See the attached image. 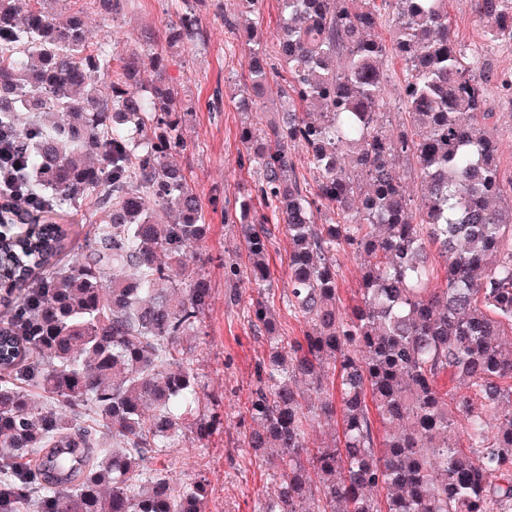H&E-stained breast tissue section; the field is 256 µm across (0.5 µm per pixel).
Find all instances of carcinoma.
<instances>
[{
	"label": "carcinoma",
	"mask_w": 512,
	"mask_h": 512,
	"mask_svg": "<svg viewBox=\"0 0 512 512\" xmlns=\"http://www.w3.org/2000/svg\"><path fill=\"white\" fill-rule=\"evenodd\" d=\"M47 1L62 2L0 0V132L19 154L16 184L43 200L0 196V301L12 307L0 327V512H206L205 481L176 484L162 462L188 439L205 449L220 422L197 412L203 375L183 346L203 334L211 293L202 269L188 274L208 225L175 161L188 148L178 92L140 82L141 67H162L153 35L134 50L92 45L79 13L61 23ZM474 2L486 40L512 46V0ZM278 4L288 106L243 134L239 167L258 179L224 210L248 257L224 260V278L254 285L249 318L269 351L243 442L274 460L258 512H512V174L485 96L492 81L512 95V83L454 43L448 0ZM177 17L169 45L204 39L194 13ZM389 46L408 71L411 124L398 133ZM250 51L243 93L260 97L267 61ZM104 77L108 98L96 93ZM299 150L314 192L296 174ZM401 161L419 172L416 208ZM84 206L85 250L64 263L67 218ZM324 209L338 220L318 223ZM280 228L288 309L305 324L294 338L276 334L265 300ZM341 251L364 261L348 306ZM323 420L336 432L310 442Z\"/></svg>",
	"instance_id": "carcinoma-1"
}]
</instances>
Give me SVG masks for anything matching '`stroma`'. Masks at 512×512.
<instances>
[{
	"mask_svg": "<svg viewBox=\"0 0 512 512\" xmlns=\"http://www.w3.org/2000/svg\"><path fill=\"white\" fill-rule=\"evenodd\" d=\"M205 32L201 46L180 45L169 50L162 62L166 81L179 93L186 111L183 137L188 148L178 161L200 195L208 224L205 239L195 252L211 288L210 306L203 320L204 333L187 337L184 346L205 376L203 401L214 405L221 418L205 452L194 443L172 449L168 456L174 480L198 476L209 483L207 512H257L261 499L274 490L265 461L250 458L243 440L251 421L247 399L256 384V369L268 349L247 318L254 295L249 280L229 284L224 261L245 258L240 228L224 221L225 209L234 207L242 185L256 180L254 171L241 168L244 151L242 130L264 111L265 101L242 108L240 89L250 70L249 48L242 38L248 22L240 0H190ZM61 16L83 11L93 42L107 40L135 45L141 33L165 36L176 22L171 0H128L120 16L99 12L94 0H66ZM451 34L455 43L478 56L480 66L512 73V47L488 44L472 0H448ZM232 26H225V19ZM487 107L495 114V135L500 143L499 166L512 172V104L495 86L486 89ZM284 232H277L270 248L272 289L266 300L275 315L280 335H301L304 324L288 309V255Z\"/></svg>",
	"mask_w": 512,
	"mask_h": 512,
	"instance_id": "stroma-1",
	"label": "stroma"
}]
</instances>
